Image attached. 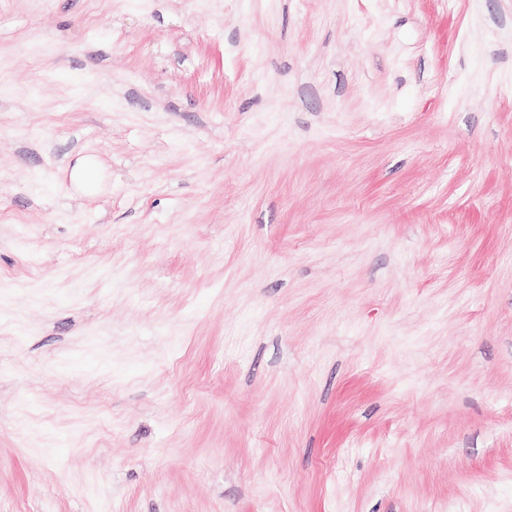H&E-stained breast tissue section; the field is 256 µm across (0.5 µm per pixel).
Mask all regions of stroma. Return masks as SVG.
<instances>
[{
	"instance_id": "35a3bbf8",
	"label": "stroma",
	"mask_w": 512,
	"mask_h": 512,
	"mask_svg": "<svg viewBox=\"0 0 512 512\" xmlns=\"http://www.w3.org/2000/svg\"><path fill=\"white\" fill-rule=\"evenodd\" d=\"M0 512H512V0H0Z\"/></svg>"
}]
</instances>
